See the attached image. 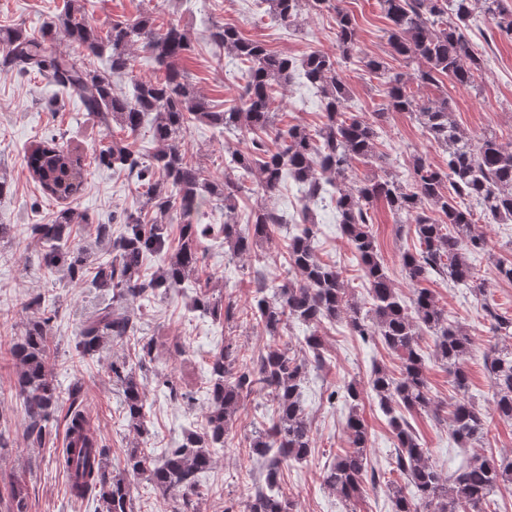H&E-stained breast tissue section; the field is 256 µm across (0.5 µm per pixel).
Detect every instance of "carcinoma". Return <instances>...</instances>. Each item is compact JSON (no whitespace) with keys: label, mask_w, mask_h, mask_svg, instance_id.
Here are the masks:
<instances>
[{"label":"carcinoma","mask_w":512,"mask_h":512,"mask_svg":"<svg viewBox=\"0 0 512 512\" xmlns=\"http://www.w3.org/2000/svg\"><path fill=\"white\" fill-rule=\"evenodd\" d=\"M263 2L285 26L297 22L306 11L333 12L339 55L313 51L298 65L263 43L242 37L233 26L216 25L210 40L248 64L239 104L220 111L211 108L179 67V61L191 50L185 32L174 23L163 30L157 28L149 13L132 22L112 24L110 33L103 37L88 19L90 0H66L63 11L36 32L22 28L0 31L1 70L46 76L60 90L78 93L84 111L101 125L108 128L114 122L129 135L137 134L149 117L153 139L159 145L145 155L133 150L129 142L114 139L95 157L98 165L125 170L136 178L146 203L161 219L150 221L139 209L125 212L122 231L112 238V262L100 265L90 282L93 288L112 292V302L83 324L75 344L80 357L136 335L137 317L122 304L130 299L150 302L181 287L198 271L204 239L224 236V243L235 255L248 254L268 239L275 227L284 223L274 208L257 207L244 228L232 219L219 227L199 224L197 217L215 201L232 212L246 193L272 194L286 175L300 184L307 201L321 197L330 187L334 189L338 224L364 265L369 282L364 303L350 298L343 273L317 257L316 224L303 215L297 234L288 243V268L278 284L272 286L258 275L248 306H240L230 291L219 300L198 298L194 308L218 321L246 315L274 340L282 336L289 321L300 320L313 327L305 337L312 357L297 356L284 342L248 359L240 355L235 344L224 342L210 361L209 409L202 430L188 432L182 444L171 449L159 464L152 463L143 450H131L117 474L101 461L104 451L98 442L78 430L89 424L84 412L71 411L69 429L77 430V434L58 459L69 478L70 496L82 500L92 495L98 504L96 512H133L132 481L144 476L154 490L175 500L177 506L172 512H197L200 475L212 466L215 453L224 448V435L241 402L260 391L276 402L275 418L253 439L254 452L266 461L265 481L254 488L245 512H294L293 502L279 486V477L282 462L302 461L314 447L300 402L301 385L309 366L325 365L318 328L345 319L363 341L381 340L400 362V376L379 367L369 380L397 440L391 472L406 479L404 485L389 481L394 512H488L500 486L512 483V457L475 454L444 476L429 462L427 449L421 447L401 410L419 409L436 416L441 412L426 377L419 342L420 330L425 327L435 332V355L448 364L454 391L460 395L448 414L451 436L464 444L484 438L488 415L512 420V349L495 347L487 354L494 397L492 411H484L467 396L464 359L472 348V337L448 319L427 288L415 289L413 305H405L378 258L370 210L374 201L382 198L394 214L413 218L420 250L402 255L411 282L436 274L475 293H485L486 283L477 277L471 256L485 252L488 242L475 232L473 224L478 218L488 224L512 221V142L504 144L493 133L478 141L465 136L452 119L448 97L420 100L413 84L437 87L447 78L476 86L484 55L465 36L468 22L482 15L500 36L511 40L512 0H379L389 21L386 34L391 58L405 68L418 63L412 73L394 70L383 57L357 56V29L349 12L340 6L341 0ZM60 32L74 46L73 52L52 49ZM135 47L149 54L163 78L137 80L132 96H118L113 93L112 75L130 69ZM105 55L110 70L92 66V60ZM356 56L386 85L387 109L416 114L429 140L447 151L444 165H435L416 153L411 157V178L406 183L391 176L364 182L354 190L341 188L339 180L345 178L352 160L383 158L377 152L374 125L347 106L349 91L339 66ZM298 75L321 95L323 122L312 133L297 125L285 130L274 128V90ZM197 122L221 133L236 130L248 142L245 149L230 155L220 179L208 177L182 149L181 140ZM272 129L280 147L271 153L265 136ZM27 164L44 194L66 200L77 192L81 160L54 140L36 143ZM174 209L181 217L176 239L171 221L164 220ZM86 223L85 216L66 207L52 223L33 226L45 267L71 255L73 225ZM150 258L159 259L160 266L149 275L145 263ZM483 311L494 334L512 339V317L487 303ZM47 322V317L30 322L21 341L10 343L6 349L20 366L15 390L28 418L26 437L36 443L53 428L62 395L75 402L82 393L81 385L63 388L52 378ZM152 352V343L145 341L141 352L132 358L115 359L110 366L112 380L122 389L128 427L140 435L146 433L147 410L136 369L143 368ZM345 400L354 408L346 423L347 450L323 472L322 482L351 501L362 495L366 481H376V475H367L371 434L355 412L362 391L348 385ZM74 448L81 449L78 461L72 457Z\"/></svg>","instance_id":"1"}]
</instances>
